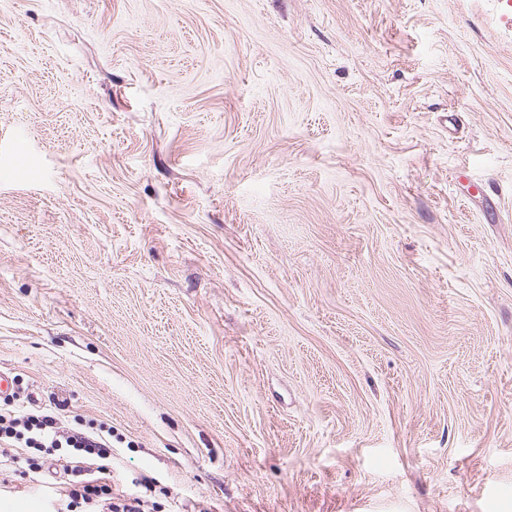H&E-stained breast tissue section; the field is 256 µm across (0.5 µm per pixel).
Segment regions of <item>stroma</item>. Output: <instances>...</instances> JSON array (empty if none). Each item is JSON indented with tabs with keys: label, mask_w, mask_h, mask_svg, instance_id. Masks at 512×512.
I'll return each mask as SVG.
<instances>
[{
	"label": "stroma",
	"mask_w": 512,
	"mask_h": 512,
	"mask_svg": "<svg viewBox=\"0 0 512 512\" xmlns=\"http://www.w3.org/2000/svg\"><path fill=\"white\" fill-rule=\"evenodd\" d=\"M0 369L146 512H512V0H0Z\"/></svg>",
	"instance_id": "35a3bbf8"
}]
</instances>
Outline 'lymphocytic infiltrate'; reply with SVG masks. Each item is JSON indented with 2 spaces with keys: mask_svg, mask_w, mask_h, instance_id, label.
<instances>
[{
  "mask_svg": "<svg viewBox=\"0 0 512 512\" xmlns=\"http://www.w3.org/2000/svg\"><path fill=\"white\" fill-rule=\"evenodd\" d=\"M68 406L54 395L45 407H0V459L29 482L47 470L62 473L59 512H145L142 496L112 491L111 429L82 431L66 420Z\"/></svg>",
  "mask_w": 512,
  "mask_h": 512,
  "instance_id": "obj_1",
  "label": "lymphocytic infiltrate"
}]
</instances>
